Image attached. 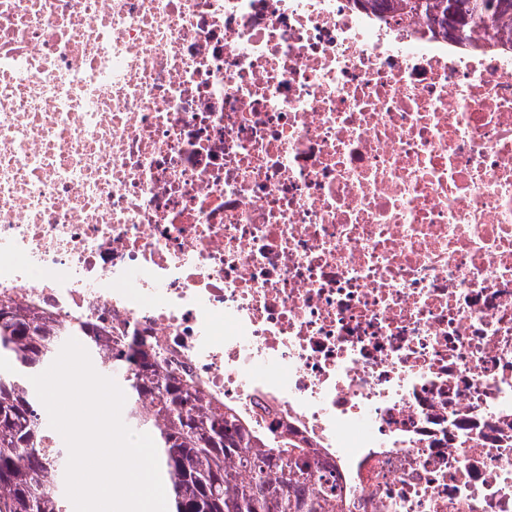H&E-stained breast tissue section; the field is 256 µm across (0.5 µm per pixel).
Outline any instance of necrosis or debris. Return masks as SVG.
Masks as SVG:
<instances>
[{"mask_svg":"<svg viewBox=\"0 0 512 512\" xmlns=\"http://www.w3.org/2000/svg\"><path fill=\"white\" fill-rule=\"evenodd\" d=\"M353 0H0V300L153 337L352 512H512V52Z\"/></svg>","mask_w":512,"mask_h":512,"instance_id":"1","label":"necrosis or debris"}]
</instances>
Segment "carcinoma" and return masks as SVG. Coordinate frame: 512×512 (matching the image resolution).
Returning a JSON list of instances; mask_svg holds the SVG:
<instances>
[{
    "label": "carcinoma",
    "instance_id": "cac0c4a2",
    "mask_svg": "<svg viewBox=\"0 0 512 512\" xmlns=\"http://www.w3.org/2000/svg\"><path fill=\"white\" fill-rule=\"evenodd\" d=\"M398 20L421 18L460 46L483 32L512 50V0H354ZM82 338L104 375L129 394L128 420L151 431L174 512H347L336 479L313 469L306 449L276 431L256 435L230 410L212 406L186 379L166 374L152 339L103 340L83 322L56 325L0 303V512H70L61 491L66 453L45 447V407L30 377L47 369L64 341Z\"/></svg>",
    "mask_w": 512,
    "mask_h": 512
}]
</instances>
